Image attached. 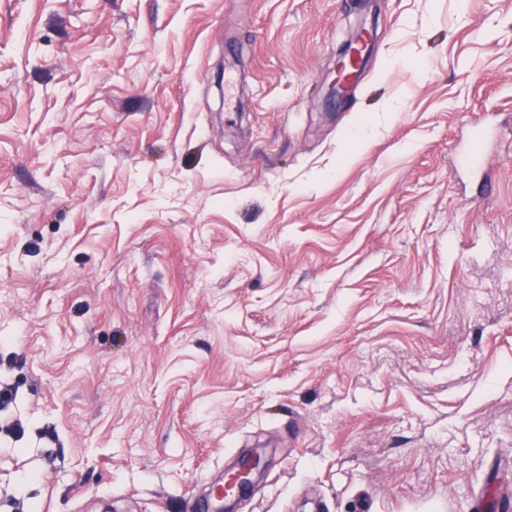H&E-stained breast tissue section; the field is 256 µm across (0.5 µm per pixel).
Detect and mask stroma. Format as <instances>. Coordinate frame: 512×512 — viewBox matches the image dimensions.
I'll return each mask as SVG.
<instances>
[{"mask_svg": "<svg viewBox=\"0 0 512 512\" xmlns=\"http://www.w3.org/2000/svg\"><path fill=\"white\" fill-rule=\"evenodd\" d=\"M1 383L0 512H505L512 0H0ZM354 52L346 58L340 66V95L342 100H349L355 97L358 88V76L361 71ZM485 146V134L483 132H477L472 134L463 150L462 154L466 158L467 166L474 174L483 175L481 167ZM270 465V459L262 448H254L238 460L233 479L237 487V501L228 503L226 499L217 505L216 512H236L240 497L245 495Z\"/></svg>", "mask_w": 512, "mask_h": 512, "instance_id": "stroma-1", "label": "stroma"}]
</instances>
